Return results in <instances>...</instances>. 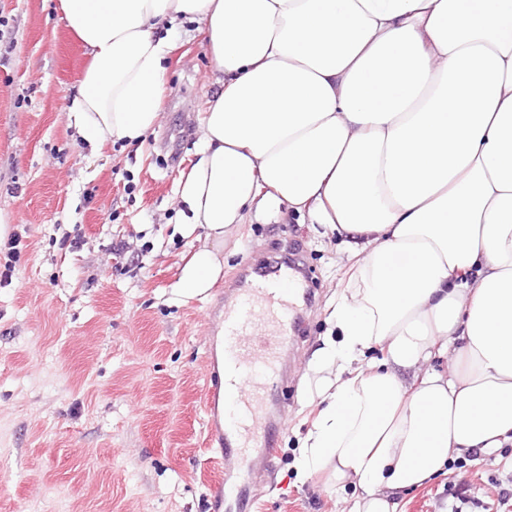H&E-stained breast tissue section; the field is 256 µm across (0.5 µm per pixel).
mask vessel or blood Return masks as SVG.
Instances as JSON below:
<instances>
[{
	"instance_id": "b4317fda",
	"label": "vessel or blood",
	"mask_w": 512,
	"mask_h": 512,
	"mask_svg": "<svg viewBox=\"0 0 512 512\" xmlns=\"http://www.w3.org/2000/svg\"><path fill=\"white\" fill-rule=\"evenodd\" d=\"M296 291L264 281L239 289L223 311L224 385L209 387L203 398L207 410H214L217 397H224L233 411L224 420L218 436L221 446L215 457L216 469L228 463L250 464L254 444H262L267 461L279 450L271 432L266 402L269 384L279 372L277 347L288 334V318L296 310ZM246 491L218 478L208 508L219 512L223 503L243 504Z\"/></svg>"
}]
</instances>
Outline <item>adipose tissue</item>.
Listing matches in <instances>:
<instances>
[{
    "mask_svg": "<svg viewBox=\"0 0 512 512\" xmlns=\"http://www.w3.org/2000/svg\"><path fill=\"white\" fill-rule=\"evenodd\" d=\"M59 7L91 57L72 115L97 148L152 132L159 26L205 34L216 91L178 181V229L204 242L176 294L207 297L250 217L285 206L339 237L349 277L313 357L299 475L353 485L351 512H395L451 455L512 443V0ZM452 340L453 372L417 373Z\"/></svg>",
    "mask_w": 512,
    "mask_h": 512,
    "instance_id": "1",
    "label": "adipose tissue"
}]
</instances>
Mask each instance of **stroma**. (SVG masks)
<instances>
[{
  "label": "stroma",
  "instance_id": "35a3bbf8",
  "mask_svg": "<svg viewBox=\"0 0 512 512\" xmlns=\"http://www.w3.org/2000/svg\"><path fill=\"white\" fill-rule=\"evenodd\" d=\"M54 2L0 0V221L20 240L0 278V512H209L202 397L216 313L244 268L292 246L316 303L279 351L290 370L268 402L280 452L257 510L350 512L352 489L294 466L319 410L312 356L346 272L338 237L295 213L249 220L226 239L210 297L175 294L200 245L175 224L214 90L205 36L190 22L168 34L159 117L142 145L97 150L71 115L89 58ZM76 234L79 247L64 245ZM511 479L512 454L475 460L400 493L396 512H448L452 481L481 502L467 512H485Z\"/></svg>",
  "mask_w": 512,
  "mask_h": 512
}]
</instances>
